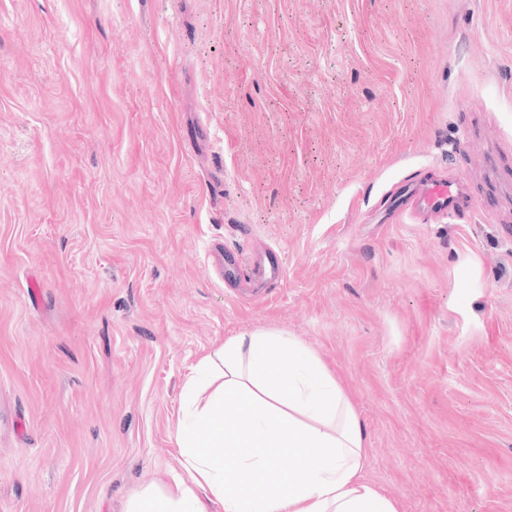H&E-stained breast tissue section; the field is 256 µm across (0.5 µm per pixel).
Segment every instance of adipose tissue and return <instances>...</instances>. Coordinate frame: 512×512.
<instances>
[{
    "label": "adipose tissue",
    "instance_id": "adipose-tissue-1",
    "mask_svg": "<svg viewBox=\"0 0 512 512\" xmlns=\"http://www.w3.org/2000/svg\"><path fill=\"white\" fill-rule=\"evenodd\" d=\"M184 474L124 512H401L366 475L360 415L320 355L268 328L228 337L187 375L175 434ZM288 468L277 464L279 456Z\"/></svg>",
    "mask_w": 512,
    "mask_h": 512
}]
</instances>
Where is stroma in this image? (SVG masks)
Listing matches in <instances>:
<instances>
[{
    "label": "stroma",
    "mask_w": 512,
    "mask_h": 512,
    "mask_svg": "<svg viewBox=\"0 0 512 512\" xmlns=\"http://www.w3.org/2000/svg\"><path fill=\"white\" fill-rule=\"evenodd\" d=\"M507 144L512 0H0V512L170 483L190 368L255 328L337 372L402 512H512ZM422 171L482 209L380 221Z\"/></svg>",
    "instance_id": "35a3bbf8"
}]
</instances>
